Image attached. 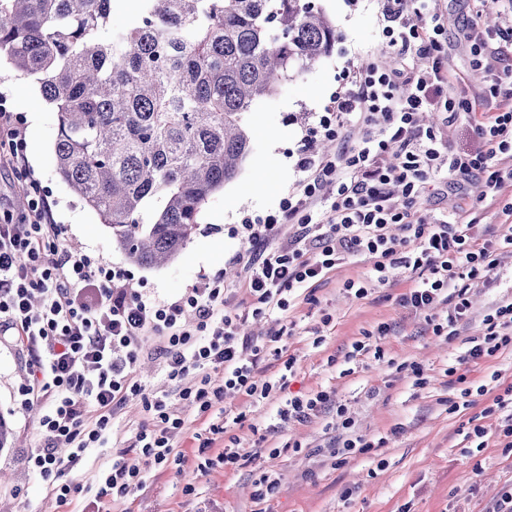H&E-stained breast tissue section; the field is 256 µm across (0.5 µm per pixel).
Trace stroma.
Here are the masks:
<instances>
[{"label": "stroma", "mask_w": 512, "mask_h": 512, "mask_svg": "<svg viewBox=\"0 0 512 512\" xmlns=\"http://www.w3.org/2000/svg\"><path fill=\"white\" fill-rule=\"evenodd\" d=\"M336 25V44L331 53L299 78L283 83L275 98L248 113L247 122L256 144L237 180L214 195L197 219L196 231L183 252L160 268L127 267L133 288L160 300H174L203 278L223 275L236 299L247 296L244 273L235 261L244 249L237 229L244 216L266 214L278 207L302 174L298 151L309 126L322 115L330 97L345 87L347 71L365 68L374 57L390 60L400 53L382 45L381 0H314ZM445 17L443 38L448 63L470 96L483 95L488 83L473 64L468 35L478 23L472 0H441ZM0 99L8 110L25 118L27 159L34 178L52 204L56 223L64 225L80 250L107 264H123L122 254L100 224L96 214L84 207L55 174L53 143L57 136V113L43 100L35 77L0 69ZM481 179L470 178L450 187L429 182L416 204L419 216L432 217L446 211H471L480 228L494 223V210L477 208ZM373 262L352 259L336 266L327 282L317 284L294 298L288 312L289 334L282 340L296 363L289 391L332 392L346 404L358 433L385 437L379 451L349 458L333 466L325 454L340 434L335 413L323 414L308 423L280 420L277 411L285 394L273 393L255 406L244 407L241 398L224 400L228 416L226 431L216 448L232 447L249 462L232 471L215 466L206 473L187 463L182 470L149 471L142 490L119 503L96 505L92 495L101 465L110 460L113 448L125 445L146 415L137 402L118 411L109 447L90 448L68 477L89 488V495L60 506L47 498L45 486L27 463L33 448L42 442L41 405L23 408L19 391L26 382L25 358L14 348L0 346V412L14 429V445L0 451V512H253L254 484L266 471L275 473L278 485L263 503V512H486L504 491L512 488V456L496 445L483 451L467 447L463 433L473 424L487 428L496 438L501 415L482 416L487 397L474 406L449 412L450 402L460 400L463 387L504 388L512 384V348L500 351L471 367L466 384L449 376L458 356L470 346L471 337L483 332L482 319L502 300L512 297V258L503 260L489 284L472 288L467 319L457 325L453 338L433 335L423 315L400 306L396 298L414 284L409 269L398 267L389 282L375 286L363 299L346 285L365 281ZM391 327L382 339L383 360L372 355L351 357L355 342L379 324ZM420 364L428 382L417 388L397 364ZM137 376L149 391L167 395L172 411L185 419L174 444L192 455L202 422L196 411L180 399L167 379L153 346H146L137 366ZM288 391V392H289ZM244 422H237L238 413ZM279 447L269 455V447ZM195 484L197 493L184 495L185 484Z\"/></svg>", "instance_id": "stroma-1"}]
</instances>
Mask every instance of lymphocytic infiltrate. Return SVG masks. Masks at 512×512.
<instances>
[{"instance_id":"f902f5d3","label":"lymphocytic infiltrate","mask_w":512,"mask_h":512,"mask_svg":"<svg viewBox=\"0 0 512 512\" xmlns=\"http://www.w3.org/2000/svg\"><path fill=\"white\" fill-rule=\"evenodd\" d=\"M430 2L384 0L382 39L387 47L413 53L416 63L389 68L376 58L366 70L348 73L346 90L331 99L304 141L298 161L303 177L296 188L275 213L243 219L246 249L236 260L244 265L249 299L233 309L227 306L232 291L223 275L203 279L172 301L149 299L120 266L72 251L47 195L30 177L21 119L0 106V169L16 175L27 200L25 214L0 209V343L26 357L24 405L51 400L39 420L44 444L30 452L28 464L57 505L81 491L65 480L66 470L86 449L103 444L116 409L133 400L148 420L102 471L96 499H127L142 488L144 466L163 471L186 463L174 446L183 419L169 412L165 396L147 392L134 376L148 340H155L181 398L206 420L204 431L195 435L193 456L203 472L219 464L241 465L234 449H213L224 431L225 396L257 404L273 390L264 377L271 361H282L287 372L294 365L278 346L284 329H270L260 340L244 333V325L287 314L292 295L324 280L342 261L371 258L381 284L390 268L411 269L416 281L399 295L400 305L424 315L433 335L456 336L457 323L469 315L472 284L489 280L499 250L512 246V208L503 209L507 223L483 238L461 214L426 222L417 217L415 204L428 181L444 173L483 177L494 202L512 187V58L504 53L512 46V32L487 33L471 48L476 67L490 81V95L501 86L511 88L492 109L460 89L441 42L443 17ZM435 104L447 112L449 125L472 131L480 141L477 149L452 151L419 125V114ZM348 122L364 130L357 147L315 151V136L335 140ZM392 145L398 161L388 165L383 156ZM330 182L336 194L322 199ZM317 201L322 209H314ZM286 225L294 232L285 238ZM410 239L416 245L402 255ZM483 325V335L472 338L458 366L479 364L512 345V301L485 314ZM214 368L221 369V377L211 376ZM329 409L342 417L346 431L332 452L337 464L385 446V439L354 431L344 405L334 404L325 390L288 398L280 415L304 423Z\"/></svg>"}]
</instances>
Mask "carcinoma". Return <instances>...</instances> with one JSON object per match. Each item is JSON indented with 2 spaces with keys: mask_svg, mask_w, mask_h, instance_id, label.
<instances>
[{
  "mask_svg": "<svg viewBox=\"0 0 512 512\" xmlns=\"http://www.w3.org/2000/svg\"><path fill=\"white\" fill-rule=\"evenodd\" d=\"M0 0V55L58 113L55 173L133 264L175 259L254 150L245 115L327 56L312 0Z\"/></svg>",
  "mask_w": 512,
  "mask_h": 512,
  "instance_id": "1",
  "label": "carcinoma"
}]
</instances>
